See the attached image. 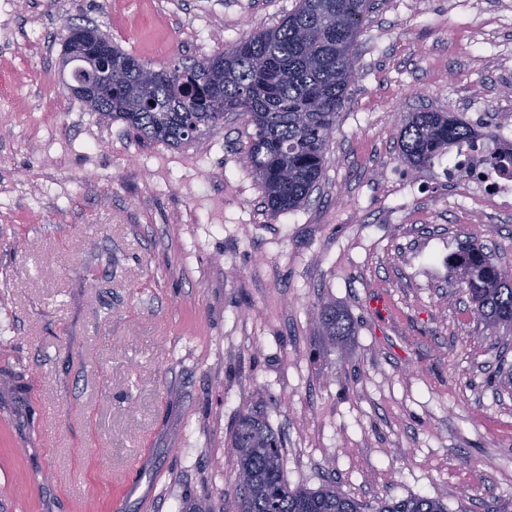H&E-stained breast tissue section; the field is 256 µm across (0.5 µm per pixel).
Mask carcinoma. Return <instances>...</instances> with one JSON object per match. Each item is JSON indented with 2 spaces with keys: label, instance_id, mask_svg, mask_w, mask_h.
<instances>
[{
  "label": "carcinoma",
  "instance_id": "obj_1",
  "mask_svg": "<svg viewBox=\"0 0 512 512\" xmlns=\"http://www.w3.org/2000/svg\"><path fill=\"white\" fill-rule=\"evenodd\" d=\"M373 0H297L275 27L245 35L215 59L206 76L202 61L144 76L149 60L112 49V85L94 100L77 97L107 121H122L136 136L169 146L197 140L234 111L253 125L249 157L272 214L294 211L318 187L325 154L355 71L354 44ZM470 126L444 112H409L400 130L402 160L430 167L448 148L471 143ZM453 267L465 279L475 313L488 325L512 330V277L484 249L460 244ZM321 335L351 336V318L331 303L318 307ZM235 493L224 512H360L362 504L337 482L292 488L284 477V439L262 410H241L231 433ZM376 512H448L437 497L386 500Z\"/></svg>",
  "mask_w": 512,
  "mask_h": 512
}]
</instances>
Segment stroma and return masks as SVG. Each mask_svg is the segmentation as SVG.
Here are the masks:
<instances>
[{
	"label": "stroma",
	"instance_id": "1",
	"mask_svg": "<svg viewBox=\"0 0 512 512\" xmlns=\"http://www.w3.org/2000/svg\"><path fill=\"white\" fill-rule=\"evenodd\" d=\"M375 2L324 177L274 215L239 113L141 139L68 95L60 58L90 24L189 63L296 0H0V512H224L255 405L290 487L512 512V333L451 283L467 240L512 266V211L398 145L409 112L512 121V0ZM323 302L353 335L321 336Z\"/></svg>",
	"mask_w": 512,
	"mask_h": 512
}]
</instances>
